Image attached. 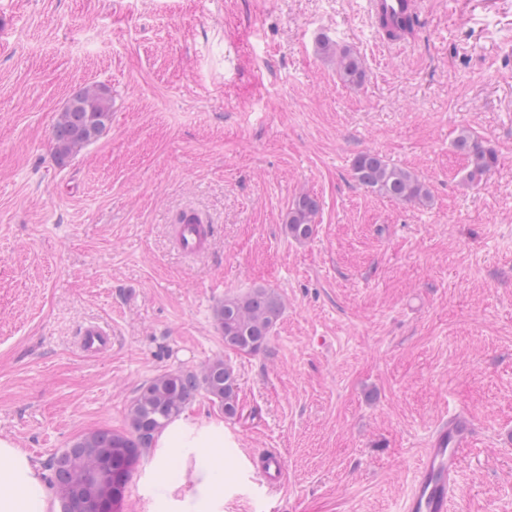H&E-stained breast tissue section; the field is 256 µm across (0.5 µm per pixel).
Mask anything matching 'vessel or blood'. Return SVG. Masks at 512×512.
<instances>
[{"instance_id": "b4317fda", "label": "vessel or blood", "mask_w": 512, "mask_h": 512, "mask_svg": "<svg viewBox=\"0 0 512 512\" xmlns=\"http://www.w3.org/2000/svg\"><path fill=\"white\" fill-rule=\"evenodd\" d=\"M366 10L372 18L396 20L419 15L421 0H366ZM211 227L189 218L176 228L179 248L188 255L205 251L210 241ZM112 336L98 324L87 325L79 339V350L93 357L108 350ZM473 423L467 413L458 412L442 422L434 432L418 464L412 489L403 504V512H448L454 499L457 477L467 451L472 445ZM256 474L268 493H276L285 476V463L279 453L268 454Z\"/></svg>"}]
</instances>
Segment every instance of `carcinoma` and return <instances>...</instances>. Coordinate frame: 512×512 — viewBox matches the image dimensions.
I'll return each instance as SVG.
<instances>
[{
  "instance_id": "cac0c4a2",
  "label": "carcinoma",
  "mask_w": 512,
  "mask_h": 512,
  "mask_svg": "<svg viewBox=\"0 0 512 512\" xmlns=\"http://www.w3.org/2000/svg\"><path fill=\"white\" fill-rule=\"evenodd\" d=\"M327 54L336 55L340 77L349 83H362L364 70L356 55L335 50L328 41L321 44ZM112 120V99L102 85L75 90L59 113L52 134L53 155L57 163L78 153L97 139ZM456 150L467 162L466 180L480 182L496 164V155L470 131L455 140ZM356 182L394 201L416 203L427 196L422 182L410 171L391 165L373 151H363L354 159ZM319 210L317 198L303 194L288 211L286 232L306 240L314 232ZM281 314V299L268 288H255L248 294L226 296L215 309L217 326L224 336V347L239 353L262 351ZM206 393L231 419L238 413L237 379L233 367L222 359L209 362L200 372L171 371L140 385L130 408L129 432L97 430L77 438L56 454L49 463V484L59 509L74 512L90 500L86 485L87 467L103 463L112 474V512H119L132 471L145 450L153 447L156 433L180 415L199 393Z\"/></svg>"
}]
</instances>
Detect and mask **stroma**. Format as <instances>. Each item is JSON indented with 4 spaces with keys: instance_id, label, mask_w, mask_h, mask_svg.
<instances>
[{
    "instance_id": "35a3bbf8",
    "label": "stroma",
    "mask_w": 512,
    "mask_h": 512,
    "mask_svg": "<svg viewBox=\"0 0 512 512\" xmlns=\"http://www.w3.org/2000/svg\"><path fill=\"white\" fill-rule=\"evenodd\" d=\"M381 44L365 0H0V437L40 466L124 432L141 383L221 357L224 512H401L434 426L477 434L448 512H512V0H425ZM328 39L360 60L340 79ZM112 92L107 131L57 164L73 89ZM469 129L497 162L476 185ZM372 150L426 184L421 204L360 186ZM304 193L315 231L285 232ZM194 209L208 251L180 253ZM279 293L264 350H229L213 312ZM89 323L112 346H76ZM286 459L275 495L255 477Z\"/></svg>"
}]
</instances>
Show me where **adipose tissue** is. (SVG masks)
I'll return each mask as SVG.
<instances>
[{"label": "adipose tissue", "instance_id": "obj_1", "mask_svg": "<svg viewBox=\"0 0 512 512\" xmlns=\"http://www.w3.org/2000/svg\"><path fill=\"white\" fill-rule=\"evenodd\" d=\"M224 423L179 416L157 434L142 481L144 512H224ZM39 465L0 438V512H53Z\"/></svg>", "mask_w": 512, "mask_h": 512}]
</instances>
